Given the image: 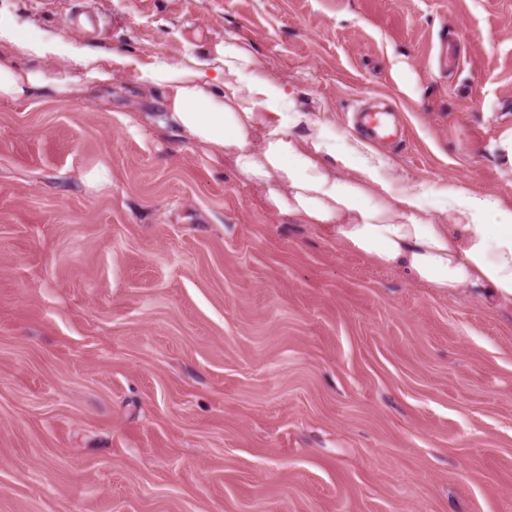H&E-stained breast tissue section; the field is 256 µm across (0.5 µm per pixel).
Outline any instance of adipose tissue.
I'll list each match as a JSON object with an SVG mask.
<instances>
[{"mask_svg":"<svg viewBox=\"0 0 512 512\" xmlns=\"http://www.w3.org/2000/svg\"><path fill=\"white\" fill-rule=\"evenodd\" d=\"M20 56L41 64L18 65ZM50 59L69 62L71 71L47 67ZM117 66L161 89L177 133L229 160L270 210L323 229L377 266L446 292L483 288L496 303L512 306V224L481 221L496 201L466 198L469 223H442L423 210L417 194L392 193L378 175L382 158L360 142L354 146L364 155L357 174L339 176L331 163L336 147L324 126L313 121L308 135L290 133L301 114L277 78L259 76V60L237 37L225 38L213 58L187 53L145 66L135 56L93 50L57 33L0 24V101L107 85Z\"/></svg>","mask_w":512,"mask_h":512,"instance_id":"adipose-tissue-1","label":"adipose tissue"}]
</instances>
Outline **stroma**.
I'll return each mask as SVG.
<instances>
[{"label": "stroma", "instance_id": "1", "mask_svg": "<svg viewBox=\"0 0 512 512\" xmlns=\"http://www.w3.org/2000/svg\"><path fill=\"white\" fill-rule=\"evenodd\" d=\"M144 62L231 34L448 224L512 211V0H0ZM133 74L0 102V512H512V307L374 266L160 125ZM106 179H96L98 171ZM359 119L362 125L368 128L375 139L385 142L391 141L402 134L403 127L396 121L391 112H372L358 110Z\"/></svg>", "mask_w": 512, "mask_h": 512}]
</instances>
